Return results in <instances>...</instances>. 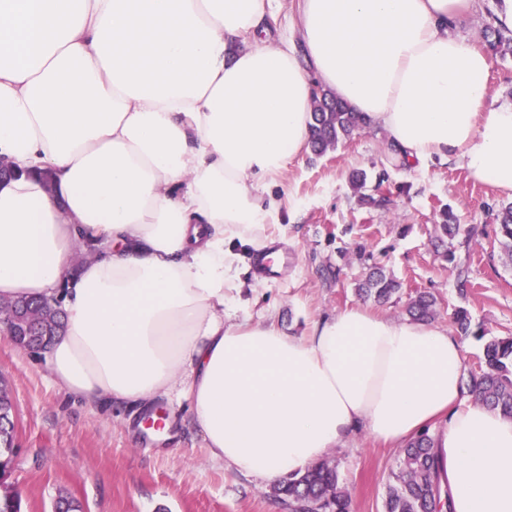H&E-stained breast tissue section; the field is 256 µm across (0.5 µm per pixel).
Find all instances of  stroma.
I'll return each mask as SVG.
<instances>
[{
	"label": "stroma",
	"mask_w": 512,
	"mask_h": 512,
	"mask_svg": "<svg viewBox=\"0 0 512 512\" xmlns=\"http://www.w3.org/2000/svg\"><path fill=\"white\" fill-rule=\"evenodd\" d=\"M386 146L384 131L366 127L333 150L305 151L289 165L284 203L265 227L269 249L287 252L289 261L266 276L253 249L236 245L241 316L275 317L300 336L348 307L404 319L409 296L427 291L437 299L439 326L451 327L454 309L463 307L489 335L512 336V258L499 246L493 215L512 195L438 158L419 168L394 165ZM355 172L365 173L363 193L373 203L354 191ZM447 218L477 225L479 234L469 241L457 236L439 253L435 227ZM374 264L402 284L385 304L355 291ZM325 265L340 267L339 281L324 282ZM0 379L17 416L0 495L18 490L21 512H53L62 494L83 512H286L268 485L210 459L186 403L166 399L150 411L136 403L85 404L54 383L37 354L2 334ZM154 414L164 427L151 429ZM398 454L362 429L328 451L340 464L353 512H384Z\"/></svg>",
	"instance_id": "stroma-1"
}]
</instances>
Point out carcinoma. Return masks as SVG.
<instances>
[{
    "label": "carcinoma",
    "mask_w": 512,
    "mask_h": 512,
    "mask_svg": "<svg viewBox=\"0 0 512 512\" xmlns=\"http://www.w3.org/2000/svg\"><path fill=\"white\" fill-rule=\"evenodd\" d=\"M485 38L491 50L512 47V31L488 23ZM366 125L361 113L341 99L323 90L313 94L309 145L323 154L351 138ZM496 220L500 244L512 257V203L500 206ZM400 290V284L382 267L373 265L356 287L357 294L376 303H386ZM407 315L416 321H428L436 315V299L423 291L411 297ZM453 325L460 335L485 336L474 331L467 310L453 313ZM469 391L482 403L512 416V336H494L484 348V368L470 376ZM432 437L424 432L401 449L392 481L387 486L385 512H443L441 489L434 467ZM271 496L288 512H351V498L339 483V463L324 460L302 474H291L271 486Z\"/></svg>",
    "instance_id": "carcinoma-1"
}]
</instances>
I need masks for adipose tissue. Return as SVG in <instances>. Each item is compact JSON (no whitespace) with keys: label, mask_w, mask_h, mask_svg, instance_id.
<instances>
[{"label":"adipose tissue","mask_w":512,"mask_h":512,"mask_svg":"<svg viewBox=\"0 0 512 512\" xmlns=\"http://www.w3.org/2000/svg\"><path fill=\"white\" fill-rule=\"evenodd\" d=\"M0 0V299L57 303L42 350L82 401L188 402L212 461L272 485L359 428L433 438L450 512H512V418L463 384L458 339L346 309L287 333L239 318L233 242L262 252L320 85L391 159L512 193V102L449 26L471 0ZM101 244L74 263L80 246ZM300 1L281 0L280 7L273 11L269 18L270 31L275 36L287 28H297L300 25Z\"/></svg>","instance_id":"obj_1"}]
</instances>
